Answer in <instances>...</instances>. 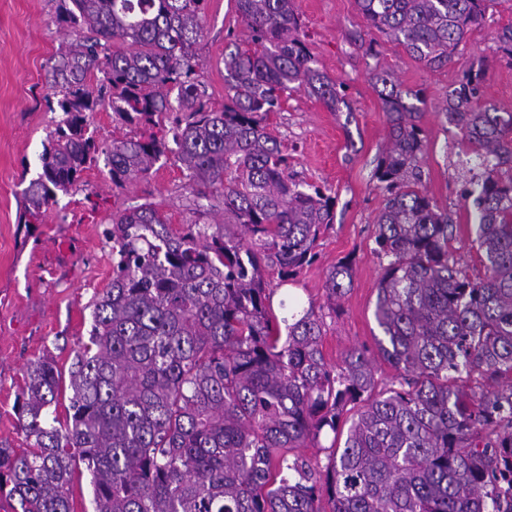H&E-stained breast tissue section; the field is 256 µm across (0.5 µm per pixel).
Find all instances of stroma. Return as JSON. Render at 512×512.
I'll return each instance as SVG.
<instances>
[{
  "mask_svg": "<svg viewBox=\"0 0 512 512\" xmlns=\"http://www.w3.org/2000/svg\"><path fill=\"white\" fill-rule=\"evenodd\" d=\"M59 0H0V440L25 447L15 405L27 365L55 359L68 369L91 325L90 303L112 278V246L103 230L112 213L150 202L181 228L190 218L188 180L179 163L163 160L150 175L113 188L103 164L91 165L80 183L57 192L42 222L26 223L23 193L41 170V155L60 118L50 111L54 93L51 59L69 40L58 19ZM310 51L319 66L341 83L349 110L332 112L305 93L292 94L281 111L266 119L268 132L293 158L299 179L331 188L335 220L316 247V261L293 281L274 289V301L291 297L326 303L328 268L340 258L354 260V282L337 314L327 315L321 340L328 363H340L354 348L373 347L382 264L374 233L385 203L374 171L388 148V124L373 83L376 70L390 72L404 91H422L424 134L421 190L448 210L456 226L451 246L461 267L482 274L474 244V218L461 192L479 174L477 159L441 113L467 67L483 69L482 99L512 108V57L498 49L496 36L512 26V0H497L481 25L447 67L429 69L404 48L372 31L374 54L351 39L366 31L356 0H295ZM204 33L197 46L200 79L214 107L225 98V35L241 30L236 0H207Z\"/></svg>",
  "mask_w": 512,
  "mask_h": 512,
  "instance_id": "1",
  "label": "stroma"
}]
</instances>
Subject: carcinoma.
Instances as JSON below:
<instances>
[{
  "label": "carcinoma",
  "instance_id": "obj_1",
  "mask_svg": "<svg viewBox=\"0 0 512 512\" xmlns=\"http://www.w3.org/2000/svg\"><path fill=\"white\" fill-rule=\"evenodd\" d=\"M75 39L53 58L62 118L24 191L38 220L104 156L112 186L161 159L187 171L194 218L174 230L153 203L112 214V281L95 295L89 341L69 385L52 359L31 362L16 411L26 448L0 443V494L20 512H75L81 464L94 512H512V110L480 99L468 69L441 108L482 172L474 197L472 278L454 255L453 220L421 190L418 91L373 75L390 147L374 178L386 193L375 249L376 351L324 357L314 301L285 316L284 284L317 258L336 197L296 179L265 119L304 92L348 105L320 68L294 0H236L251 47L224 55V107L199 81L206 0H60ZM367 28L429 69L453 60L494 0H356ZM99 78L94 90L90 77ZM108 91L137 132L101 146L89 115ZM224 222L208 221L215 211ZM354 264L326 272L331 313ZM381 358L397 383L378 387ZM477 384L465 389L463 379ZM64 407L65 420L49 417ZM333 434L325 466L295 453Z\"/></svg>",
  "mask_w": 512,
  "mask_h": 512
}]
</instances>
